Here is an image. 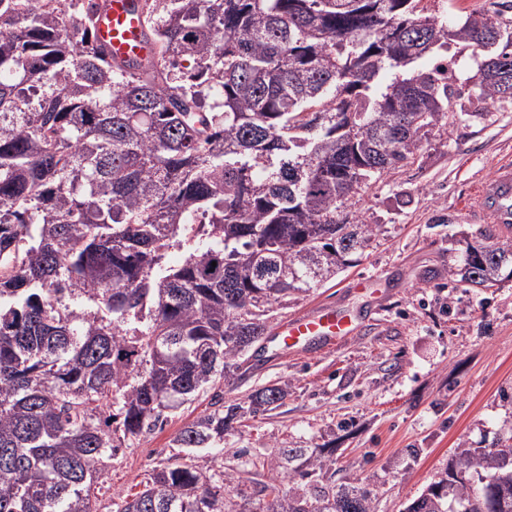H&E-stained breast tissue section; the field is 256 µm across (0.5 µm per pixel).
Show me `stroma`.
Here are the masks:
<instances>
[{"label": "stroma", "mask_w": 512, "mask_h": 512, "mask_svg": "<svg viewBox=\"0 0 512 512\" xmlns=\"http://www.w3.org/2000/svg\"><path fill=\"white\" fill-rule=\"evenodd\" d=\"M447 56L456 92L447 118L414 160L364 189L355 205L376 229L364 256L273 316L278 323L330 305L361 314V330L303 353L253 346L229 378L118 449L97 512H114L113 501L140 491L186 424L265 386L285 387L284 402L225 433L216 454L254 506L276 472L247 466L245 456L281 443L336 444L332 481L370 489L375 512H405L459 444L484 448L512 431V282L483 288L448 276L464 241L489 227L473 212V197L499 163L512 161V100L478 99L484 53L452 39ZM365 276L364 292L355 282Z\"/></svg>", "instance_id": "obj_1"}]
</instances>
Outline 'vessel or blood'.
I'll return each mask as SVG.
<instances>
[{"mask_svg": "<svg viewBox=\"0 0 512 512\" xmlns=\"http://www.w3.org/2000/svg\"><path fill=\"white\" fill-rule=\"evenodd\" d=\"M94 38L117 63L145 59L153 51L135 0H102V8L94 24ZM479 199L491 223L512 224L511 165L497 169L483 185ZM355 328V320L340 310L318 306L280 323L273 332L272 340L288 350H307L333 344L337 339L350 335Z\"/></svg>", "mask_w": 512, "mask_h": 512, "instance_id": "b4317fda", "label": "vessel or blood"}]
</instances>
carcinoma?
I'll list each match as a JSON object with an SVG mask.
<instances>
[{"mask_svg":"<svg viewBox=\"0 0 512 512\" xmlns=\"http://www.w3.org/2000/svg\"><path fill=\"white\" fill-rule=\"evenodd\" d=\"M52 2L0 0V512H96L107 455L357 261L375 228L355 196L450 111L447 60L419 65L448 37L487 53L478 98L512 99L498 8L450 32L422 0H139L142 68L97 45L98 0ZM448 276L512 282V242L465 241ZM283 398L223 404L175 446L212 448ZM335 453L279 448L288 488L263 486L259 512H374L325 481ZM238 497L175 455L116 512H249ZM406 512H512V435L459 445Z\"/></svg>","mask_w":512,"mask_h":512,"instance_id":"cac0c4a2","label":"carcinoma"}]
</instances>
